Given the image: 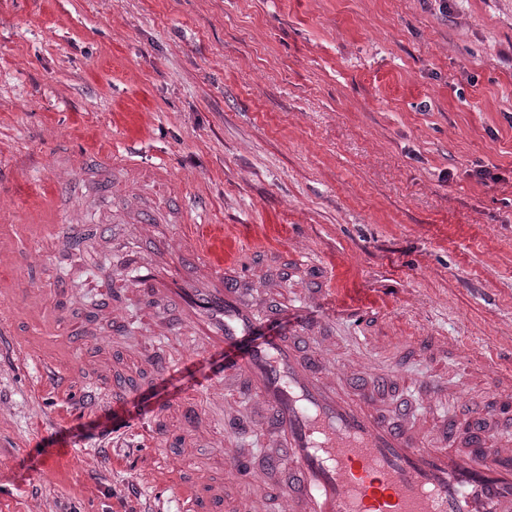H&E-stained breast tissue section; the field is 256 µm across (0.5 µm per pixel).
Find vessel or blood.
Instances as JSON below:
<instances>
[{
  "label": "vessel or blood",
  "mask_w": 512,
  "mask_h": 512,
  "mask_svg": "<svg viewBox=\"0 0 512 512\" xmlns=\"http://www.w3.org/2000/svg\"><path fill=\"white\" fill-rule=\"evenodd\" d=\"M79 224H62L55 210L41 204L23 227L0 226V334L19 362L41 367L40 378L67 389L69 340L57 335L59 318L36 289L20 288L7 276L21 241L72 236ZM161 249L181 270L158 288V295L203 327L180 362L155 361V381L177 371L207 365L205 392L225 384H244L256 409L267 420L271 451L268 468L280 464L278 449L288 451L292 479L279 496V512H512V448L498 447L480 407L457 396L469 424L468 452L425 442L405 418L386 420L372 408L373 396L339 395L348 378L326 351L309 346L317 327L288 324L289 310L244 288L234 264H215L206 246L192 237L162 241ZM147 384L103 386L93 392L97 407L143 402ZM188 388L178 396L148 405L151 427L181 400L194 398ZM154 462L140 472L150 487H173L178 512H223L224 483L243 477L234 459L224 461V481L204 478L186 467H173L172 455L153 449Z\"/></svg>",
  "instance_id": "1"
}]
</instances>
